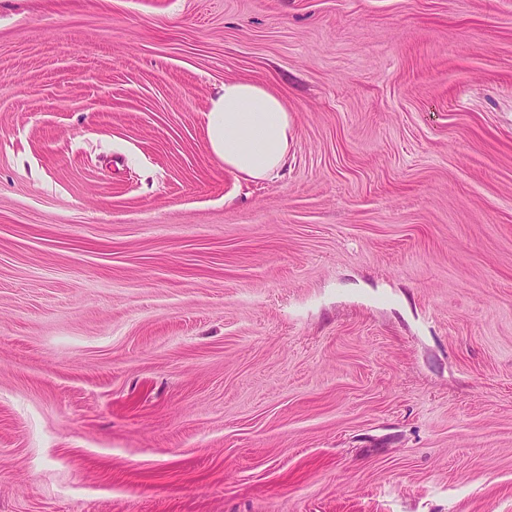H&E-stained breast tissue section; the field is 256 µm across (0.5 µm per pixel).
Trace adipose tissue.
<instances>
[{"label": "adipose tissue", "instance_id": "ef3b65f1", "mask_svg": "<svg viewBox=\"0 0 512 512\" xmlns=\"http://www.w3.org/2000/svg\"><path fill=\"white\" fill-rule=\"evenodd\" d=\"M205 121L208 147L225 170L253 181L283 174L293 124L280 96L255 83L229 79L212 97Z\"/></svg>", "mask_w": 512, "mask_h": 512}]
</instances>
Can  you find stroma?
<instances>
[{
    "instance_id": "stroma-1",
    "label": "stroma",
    "mask_w": 512,
    "mask_h": 512,
    "mask_svg": "<svg viewBox=\"0 0 512 512\" xmlns=\"http://www.w3.org/2000/svg\"><path fill=\"white\" fill-rule=\"evenodd\" d=\"M0 512H512V0H0ZM205 121L209 150L225 170L253 181L283 174L293 124L280 96L249 81L225 80L210 100Z\"/></svg>"
}]
</instances>
